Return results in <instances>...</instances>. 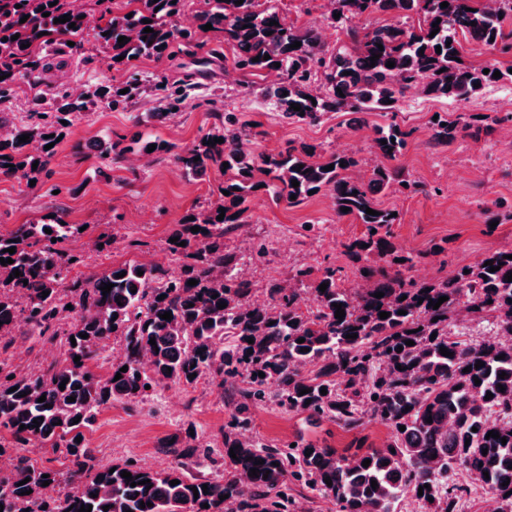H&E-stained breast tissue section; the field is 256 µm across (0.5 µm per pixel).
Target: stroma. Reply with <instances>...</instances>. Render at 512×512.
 <instances>
[{"label":"stroma","instance_id":"obj_1","mask_svg":"<svg viewBox=\"0 0 512 512\" xmlns=\"http://www.w3.org/2000/svg\"><path fill=\"white\" fill-rule=\"evenodd\" d=\"M286 20L298 26L316 22L326 50H334L342 31L328 19V0H278ZM140 70L169 81L187 77L193 83L190 96L174 119L157 123L151 117L157 99L144 91L124 111L98 105L75 118L66 137L55 149L43 183L30 186L25 180H0V232L18 224H43L49 216H60L71 224L85 225L78 238L65 242L67 251L80 255L81 262L71 274L98 278L112 267L131 262L178 269L179 260L167 249L175 224L187 213L208 207L213 191L224 181L220 170L204 180L186 175L173 153L145 155L134 137L149 133L172 144L175 151L212 132L218 114L234 113L240 123L260 124L264 135L256 149L275 153L286 147L313 145L318 156L353 153L361 166L350 170L355 180L367 179L378 159L371 149L374 126L384 119L375 112L356 122L354 114L330 112L312 123H291L274 110L263 90L268 76H251L233 69L223 58L198 64L187 57L143 58ZM122 69L112 64L110 51L100 48L93 29H85L81 48L54 59L42 84L33 86L18 80L14 98L0 104V113L24 119L28 100L37 94H51L54 88L85 90L100 83L124 82ZM445 112L450 118L468 119L479 114L495 119L492 134L476 141L468 137L441 148L434 146L428 119ZM512 84L500 83L484 89L463 102L433 100L407 94L397 108V120L412 129L406 152L397 161L416 191L407 194L385 192L377 195L380 207L396 210L399 224L393 225V242L399 252L416 256L412 277L421 283L448 278L456 267L474 266L492 250L512 246ZM117 142L126 153L108 177L96 174L99 158L92 153L77 154L76 143ZM251 223L224 237V248L247 253L260 241L270 242L263 260L245 266L253 284V300H267L266 289L275 282L294 287L296 268L343 267L345 283L360 286L357 264L345 254L344 245L366 233L365 225L336 216L330 194H318L300 205L276 204L265 194L249 198ZM498 214L497 226H489L484 210ZM314 232H304V225ZM111 237L109 247L98 250V236ZM443 255H434V246ZM56 353L55 347L38 336L15 333L9 354L14 365L26 373L38 372ZM231 410L217 382L204 380L191 387L168 384L141 403L115 402L104 407L89 435L101 464L128 460L155 471L170 468L173 457L160 452L162 441L184 437L194 430L201 443L215 451L224 449V426ZM249 437L268 444L310 441L349 455L356 448H382L393 439L385 425L372 421L357 430L292 413L274 405L254 409Z\"/></svg>","mask_w":512,"mask_h":512}]
</instances>
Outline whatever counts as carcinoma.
I'll list each match as a JSON object with an SVG mask.
<instances>
[{
  "label": "carcinoma",
  "mask_w": 512,
  "mask_h": 512,
  "mask_svg": "<svg viewBox=\"0 0 512 512\" xmlns=\"http://www.w3.org/2000/svg\"><path fill=\"white\" fill-rule=\"evenodd\" d=\"M445 1L448 6L443 8ZM130 2L135 8H128L124 0H97L107 21L95 32L98 46L112 52V63L127 73L129 91L122 94L120 86L96 85L78 96L61 90L51 98L33 97L27 121L0 138L1 180H40L54 155V149L45 146L57 143L67 129L62 121H71L101 100L113 110L125 109L139 87L150 86L160 92L163 103V111L153 116L163 121L164 114L175 115L188 98L189 84L150 79L137 69L136 61L197 57L201 45L196 30L208 23L224 33V41L207 54L218 56L227 44L233 50L234 69L247 75H275L268 95L288 121L315 122L328 112H379L389 118L375 127L372 138L375 154L387 160L403 155L412 136L395 120L405 92L461 102L501 81H512L507 69L464 61L466 44L491 53L512 52V31L505 32L512 21V0H334L331 14H340L334 23L345 34L334 53L324 48L317 25L300 28L288 23L272 0H244L240 5L235 0H200L195 30L179 21L184 0ZM42 6L49 16L39 12ZM381 14H392L398 21L362 25ZM25 15L26 22H20ZM65 15L75 27L54 23ZM80 16L70 0H0V103L14 96L17 79L41 83L45 57L35 53L36 47L56 52L81 46ZM145 19L152 23L144 24ZM272 20L278 25H269ZM435 22L439 32L434 35ZM148 27L153 32H144ZM16 34L19 38L12 39ZM120 36L129 41L118 43ZM69 41L74 45H67ZM296 41L301 46L290 48ZM23 44L27 48H21ZM376 54L379 59L371 61ZM121 55L124 59L117 60ZM266 55L270 59H264ZM389 61L394 67L386 66ZM276 62L280 67H274ZM316 67L321 69L318 90L312 87ZM497 70L499 78L493 77ZM293 103L300 110L291 109ZM429 124L433 140L442 147L473 128L449 119L446 112ZM25 134L29 139L19 142ZM214 138L222 142L213 145ZM255 138L227 112L214 132L175 155L195 177L215 166L223 168L225 162L224 172H232L210 208L184 218L172 233L179 241L168 243V250L188 258L177 272L125 264L99 279H71L74 254L60 244L78 235L81 225L67 224L60 217L47 225L18 224L0 234V257L14 260L0 264V432H5L0 435V458L9 460L0 468L3 512H78L88 505L91 512H297L295 486L318 492L333 504L334 512H398V503L408 495L421 512H460L468 489L456 483L459 470L482 479L481 487L494 503L492 512H512V423L491 420L494 415L512 416V342L472 344L449 330L464 301L475 316H492L498 331L512 336V282L505 279L512 273V249L485 256L499 267L493 273L481 262L458 267L446 280L424 284L409 276L415 261L406 255L394 273L376 276L370 271L357 288L344 287L340 267H328L315 279L310 268H299L294 278L300 283L311 280L310 305L301 303L299 289L278 284L266 289L268 301L255 304L249 301L252 283L240 273L244 257L224 250V234L249 223V197L261 192L297 206L311 190L330 194L338 216L366 225L367 233L346 246L348 255L359 259L396 253L391 228L399 218L374 203L371 194H403L417 187L402 169L381 163L374 165L366 182L348 178L346 172L360 164L354 154L334 153L313 162L314 146L267 154L253 148ZM120 157L115 143L100 151L98 175ZM331 164L334 169L325 170ZM294 180L299 182L296 188ZM221 207L225 216L219 221ZM344 207L349 211H342ZM368 208L377 215L367 214ZM194 226L200 231L191 232ZM46 227L52 233H45ZM181 241L186 245H179ZM11 247L13 254L6 252ZM15 269L21 276H14ZM139 271L143 275H137ZM122 272L124 277H116ZM191 279L198 284L188 285ZM108 283L114 287L105 295L101 287ZM323 283L327 289L322 292ZM44 291L48 296H42ZM377 292L384 296L374 297ZM441 296L448 300L437 309L430 306ZM220 302L226 307L218 308ZM335 303L344 309L341 320L335 318ZM69 304L78 310V318L61 334L57 322ZM400 310L406 314H398ZM168 311L172 319L160 318ZM382 312L389 317L380 318ZM15 329L60 344L62 359L40 373H21L7 355ZM355 332L357 338H346ZM83 334L88 338H81ZM112 335L123 339L124 355L101 375L95 371L100 345ZM152 338L154 346L149 344ZM250 338L254 343H248ZM300 338L305 342H298ZM408 340L414 345H406ZM442 348L451 356L441 355ZM479 361L484 366L477 368ZM259 372L265 377L257 376ZM193 373L196 377L189 378ZM206 376L232 388L221 460L213 457L208 445L177 440L159 447L175 460L165 471L128 460L112 472L98 463L86 433L93 430L102 408L114 402H143L164 383L193 386ZM476 378L481 384H475ZM303 389L308 393H301ZM323 389L327 394H321ZM489 392L493 398L487 400ZM43 395L46 400L38 402ZM71 397L75 401H69ZM266 403L325 418L347 430L376 420L392 430L393 440L346 458L313 443L298 441L293 447L289 441L269 445L245 438L252 410ZM428 418L432 422H426ZM35 419L41 420L37 430L32 428ZM490 431L500 438H486ZM47 448L61 451V468L40 465L31 457ZM308 449L312 453L307 456ZM200 458L222 469V475L210 478L193 472ZM367 459L370 465L362 466ZM252 469L259 470L258 476H250ZM125 470L132 481L121 477ZM44 474L48 478H42ZM26 478L29 482L20 484ZM45 480L49 485H43ZM172 480L179 484H170ZM373 480L378 487L371 486ZM133 481L137 486H131ZM221 495L226 499H219ZM143 501L152 506L140 508Z\"/></svg>",
  "instance_id": "cac0c4a2"
}]
</instances>
